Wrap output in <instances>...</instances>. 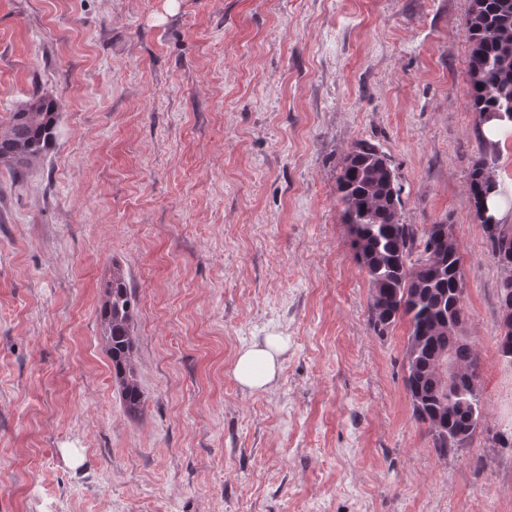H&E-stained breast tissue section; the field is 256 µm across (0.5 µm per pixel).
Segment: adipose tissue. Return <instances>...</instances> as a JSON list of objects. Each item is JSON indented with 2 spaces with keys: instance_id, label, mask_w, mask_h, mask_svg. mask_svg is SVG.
Returning a JSON list of instances; mask_svg holds the SVG:
<instances>
[{
  "instance_id": "ef3b65f1",
  "label": "adipose tissue",
  "mask_w": 512,
  "mask_h": 512,
  "mask_svg": "<svg viewBox=\"0 0 512 512\" xmlns=\"http://www.w3.org/2000/svg\"><path fill=\"white\" fill-rule=\"evenodd\" d=\"M287 347V339L274 334L242 347L232 368L238 385L252 391L272 386L279 376L281 356Z\"/></svg>"
}]
</instances>
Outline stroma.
<instances>
[{
	"label": "stroma",
	"mask_w": 512,
	"mask_h": 512,
	"mask_svg": "<svg viewBox=\"0 0 512 512\" xmlns=\"http://www.w3.org/2000/svg\"><path fill=\"white\" fill-rule=\"evenodd\" d=\"M471 0H0V126L60 100L0 166V512H512L504 271L467 191L482 129ZM391 159L402 221L450 224L485 418L440 455L405 388L410 324L369 323L336 176ZM137 299L145 395L102 340ZM286 336L276 383L239 348ZM58 100L34 94L0 127V165L19 171L36 162L55 137ZM136 308L134 291L124 278L112 273V282L106 289V299L101 307L104 335L112 360V373L120 388L121 398L128 414L138 415L145 397L137 379L134 365L132 316ZM288 348L284 336L267 335L252 341L236 355L232 375L238 385L251 391L265 390L277 380L281 370V355Z\"/></svg>",
	"instance_id": "stroma-1"
}]
</instances>
